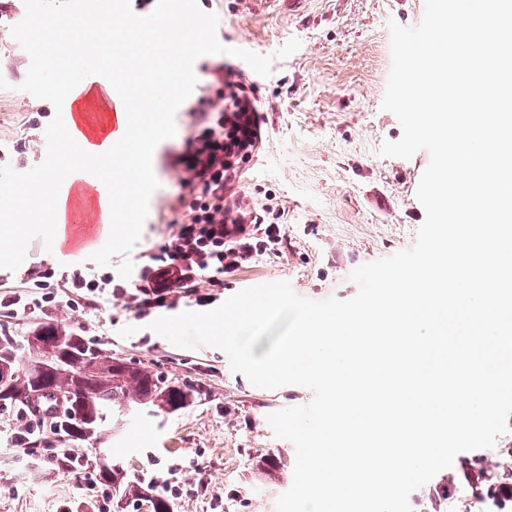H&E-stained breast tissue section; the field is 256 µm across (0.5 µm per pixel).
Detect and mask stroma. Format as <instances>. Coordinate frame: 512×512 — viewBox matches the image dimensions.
<instances>
[{"label": "stroma", "mask_w": 512, "mask_h": 512, "mask_svg": "<svg viewBox=\"0 0 512 512\" xmlns=\"http://www.w3.org/2000/svg\"><path fill=\"white\" fill-rule=\"evenodd\" d=\"M217 14V38L225 46L270 54L290 38L300 49L275 60L270 77L256 80L262 110V141L238 183L240 194L283 213L278 249L254 254L226 273L217 301L238 291L278 280L289 281L300 296L320 301L349 299L357 267L413 245L425 220L416 197L429 164L426 151L408 159L384 157L383 141L402 135L397 117L381 107L391 70L390 22L419 23L424 0H305L299 11L265 0H198ZM30 57L0 28V166L39 165V145L54 117L51 102L21 91ZM185 112L175 116L176 134L154 160L158 187L149 201L138 250L170 232L166 222L174 202L176 175L169 158L190 134ZM42 322L85 331L112 355L175 382L203 389L201 399L183 409L108 419L80 453L97 450L124 461L130 478L153 494L159 476H173L180 487L172 512H275L276 500L293 480L295 449L276 438L269 414L308 404L311 390L287 385L265 389L232 372L227 356L204 346L177 347L150 329L124 338L131 315L109 306L35 311L19 318L0 316V332L16 338ZM24 418L0 410V512H92L87 491L48 455L31 456L15 434ZM280 457L284 473L261 471V456Z\"/></svg>", "instance_id": "1"}]
</instances>
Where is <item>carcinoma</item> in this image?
<instances>
[{"mask_svg": "<svg viewBox=\"0 0 512 512\" xmlns=\"http://www.w3.org/2000/svg\"><path fill=\"white\" fill-rule=\"evenodd\" d=\"M23 346L40 352L52 348L61 364V370L43 379V389L48 391L64 384L69 393L61 410L46 424L54 441L62 444L56 449L58 458L63 455L75 458L73 447L91 438L119 408L133 405L150 412H173L184 408L193 396V390L186 385H172L125 361L119 365L113 363L103 349L77 332L54 323L42 324L38 335L30 331L23 345L13 336L1 334L0 361H7L9 355ZM32 385L33 382L19 378L13 388L0 389V409L29 410ZM99 473L100 484L111 488L112 496L132 501L145 497L144 487L127 477L121 459L100 466Z\"/></svg>", "mask_w": 512, "mask_h": 512, "instance_id": "carcinoma-1", "label": "carcinoma"}]
</instances>
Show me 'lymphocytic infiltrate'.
Instances as JSON below:
<instances>
[{"label": "lymphocytic infiltrate", "instance_id": "obj_1", "mask_svg": "<svg viewBox=\"0 0 512 512\" xmlns=\"http://www.w3.org/2000/svg\"><path fill=\"white\" fill-rule=\"evenodd\" d=\"M208 94L189 102L191 134L172 155L179 193L168 237L136 258L131 279L79 269L62 274L48 267L25 272L27 295L0 298V311L18 316L35 309H98L112 303L137 319L179 300L205 306L226 271L282 241L278 225L246 203L235 185L258 149L259 115L241 71L218 63L207 71ZM469 512H512V446L459 454L423 496L432 512H456L459 492Z\"/></svg>", "mask_w": 512, "mask_h": 512}]
</instances>
